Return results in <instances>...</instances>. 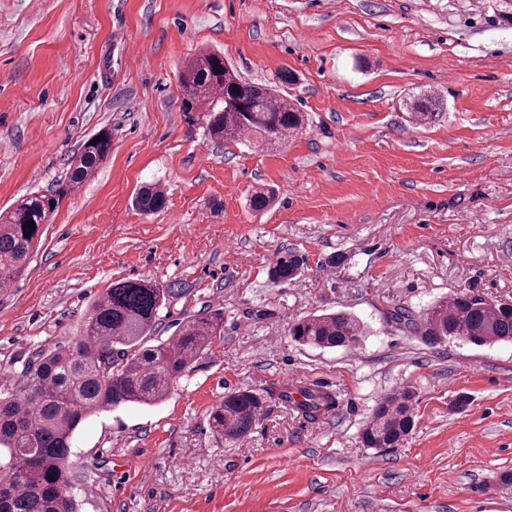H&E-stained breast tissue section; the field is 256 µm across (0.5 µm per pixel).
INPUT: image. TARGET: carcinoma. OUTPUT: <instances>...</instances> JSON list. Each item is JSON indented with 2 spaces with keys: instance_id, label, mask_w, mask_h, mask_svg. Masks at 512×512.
<instances>
[{
  "instance_id": "obj_1",
  "label": "carcinoma",
  "mask_w": 512,
  "mask_h": 512,
  "mask_svg": "<svg viewBox=\"0 0 512 512\" xmlns=\"http://www.w3.org/2000/svg\"><path fill=\"white\" fill-rule=\"evenodd\" d=\"M179 79L183 111L204 113L208 135L217 142L254 137L281 145L305 127L304 112L293 100L243 80L219 52L190 58ZM406 109L425 125L435 122L445 106L438 95L422 91L406 102ZM95 136L99 140L84 142L55 189L28 193L0 213V288L23 269L55 208L111 152L112 132L101 129ZM165 201L162 189L149 186L137 194L135 206L151 213ZM301 266V257L283 252L272 275L286 282ZM170 294L148 279L112 285L90 305L79 336L39 355L14 391L0 397V512H78L69 459L79 426L105 410L166 399L173 382L224 335V311L208 309L183 321L174 336L147 345ZM386 318L433 345L448 339L475 346L512 341V303L490 304L479 295L439 300L420 313L396 304ZM365 333L364 323L344 312L312 315L291 329L295 342L320 349L351 348ZM277 395L310 421L336 404L331 394L307 387L293 392L283 387ZM262 406L263 396L252 390L228 393L211 411L209 424L218 438L236 442L251 430ZM413 426L411 392L387 396L376 404L362 442L368 448H394Z\"/></svg>"
}]
</instances>
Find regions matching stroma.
<instances>
[{
    "mask_svg": "<svg viewBox=\"0 0 512 512\" xmlns=\"http://www.w3.org/2000/svg\"><path fill=\"white\" fill-rule=\"evenodd\" d=\"M500 0H0V210L50 191L100 129L112 151L50 218L0 288V392L78 335L112 284L170 289L156 340L211 307L224 338L153 406L88 418L70 461L81 512H512V343L427 344L385 320L463 292L512 301V24ZM218 51L307 114L266 147L218 143L182 109L179 73ZM446 106L416 124L401 102ZM161 184L146 215L137 190ZM273 202L255 211V191ZM303 256L292 281L269 269ZM342 311L359 346L294 342L304 317ZM328 387L315 423L276 396ZM250 388L264 407L221 442L208 414ZM409 389L414 428L364 447L385 395ZM146 459L126 471V459ZM407 112L419 125H425L435 122L442 112H445L444 102L436 94L422 91L413 95L405 103Z\"/></svg>",
    "mask_w": 512,
    "mask_h": 512,
    "instance_id": "35a3bbf8",
    "label": "stroma"
}]
</instances>
